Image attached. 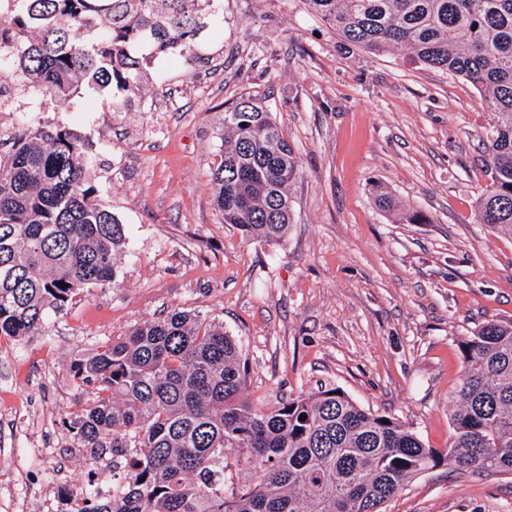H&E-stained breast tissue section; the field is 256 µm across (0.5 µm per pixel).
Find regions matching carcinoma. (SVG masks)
Segmentation results:
<instances>
[{
	"mask_svg": "<svg viewBox=\"0 0 512 512\" xmlns=\"http://www.w3.org/2000/svg\"><path fill=\"white\" fill-rule=\"evenodd\" d=\"M0 17V74L50 99L83 83L141 91L144 60L129 47L185 56L211 0H15ZM340 40L373 52L404 48L419 65L468 80L490 109L491 183L481 224L512 234V0H306ZM0 155V337L42 334L48 311L115 282L124 225L89 185L80 138L24 122ZM293 147L251 101L224 113L212 171L222 222L242 238L288 233ZM65 283V287L57 283ZM463 371L448 393V447L432 448L399 419L324 386L271 405L246 395L247 370L224 326L189 311L133 327L76 360L96 397L71 420L90 463L129 464L110 498L82 512H383L416 476L452 463L512 475V321L460 342ZM249 474L233 484L229 467Z\"/></svg>",
	"mask_w": 512,
	"mask_h": 512,
	"instance_id": "carcinoma-1",
	"label": "carcinoma"
}]
</instances>
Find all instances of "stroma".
<instances>
[{"instance_id":"stroma-1","label":"stroma","mask_w":512,"mask_h":512,"mask_svg":"<svg viewBox=\"0 0 512 512\" xmlns=\"http://www.w3.org/2000/svg\"><path fill=\"white\" fill-rule=\"evenodd\" d=\"M223 2L187 56L131 45L148 59L137 97L85 84L59 101L18 85L0 115L4 132L22 116L76 133L126 231L115 283L80 291L45 335L0 338V499L23 497L24 512H64L62 488L90 476L68 452V423L94 399L74 360L171 310L223 325L251 399L337 387L433 448L448 444L460 341L512 321V236L475 220L490 183L478 90L407 51L339 43L305 0ZM246 98L298 158L278 242L242 239L213 206L224 112ZM415 213L424 223H408ZM33 442L55 456L27 466L14 451ZM384 512H512V476L440 466Z\"/></svg>"}]
</instances>
